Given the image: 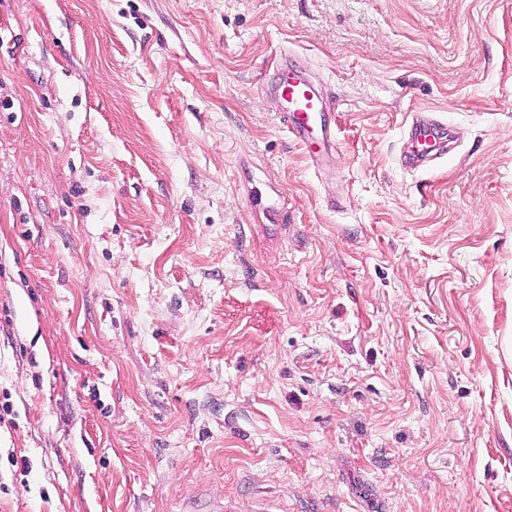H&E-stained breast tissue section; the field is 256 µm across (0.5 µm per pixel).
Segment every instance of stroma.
<instances>
[{
  "label": "stroma",
  "mask_w": 512,
  "mask_h": 512,
  "mask_svg": "<svg viewBox=\"0 0 512 512\" xmlns=\"http://www.w3.org/2000/svg\"><path fill=\"white\" fill-rule=\"evenodd\" d=\"M1 403L0 512H512V0H0ZM272 92L282 104L281 114L288 133L314 163L318 157L312 147L314 137H319L326 145L333 134L322 93L306 73L293 69L288 60H285ZM409 126L412 146L410 153L405 156V162L416 167L426 163L433 156L429 155V152L434 142L440 138V131L432 120L419 116L412 117Z\"/></svg>",
  "instance_id": "stroma-1"
}]
</instances>
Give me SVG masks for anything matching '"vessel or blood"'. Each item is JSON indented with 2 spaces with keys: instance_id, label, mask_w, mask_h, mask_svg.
Instances as JSON below:
<instances>
[{
  "instance_id": "vessel-or-blood-1",
  "label": "vessel or blood",
  "mask_w": 512,
  "mask_h": 512,
  "mask_svg": "<svg viewBox=\"0 0 512 512\" xmlns=\"http://www.w3.org/2000/svg\"><path fill=\"white\" fill-rule=\"evenodd\" d=\"M282 104L281 114L289 134L303 148L309 161H316L317 151L312 147L313 139L329 142L332 127L326 110V101L318 92L309 76L283 65L272 88ZM440 137L438 127L419 116L410 122L412 149L405 157L410 166H419L430 159V151Z\"/></svg>"
}]
</instances>
